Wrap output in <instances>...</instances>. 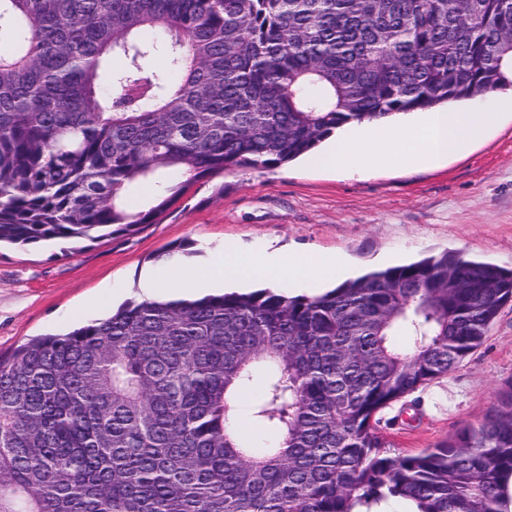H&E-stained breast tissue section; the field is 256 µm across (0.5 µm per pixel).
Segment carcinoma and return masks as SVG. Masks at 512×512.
<instances>
[{
    "label": "carcinoma",
    "instance_id": "obj_1",
    "mask_svg": "<svg viewBox=\"0 0 512 512\" xmlns=\"http://www.w3.org/2000/svg\"><path fill=\"white\" fill-rule=\"evenodd\" d=\"M506 88L512 0H0V243L128 234L195 181ZM509 301L512 269L445 250L33 339L0 355V512H508L512 386L418 454L378 416ZM246 392L264 448L237 429Z\"/></svg>",
    "mask_w": 512,
    "mask_h": 512
}]
</instances>
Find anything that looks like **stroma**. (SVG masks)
<instances>
[{
	"instance_id": "stroma-1",
	"label": "stroma",
	"mask_w": 512,
	"mask_h": 512,
	"mask_svg": "<svg viewBox=\"0 0 512 512\" xmlns=\"http://www.w3.org/2000/svg\"><path fill=\"white\" fill-rule=\"evenodd\" d=\"M236 245L308 257L338 253L348 278L449 250L512 269V112L447 162L417 170L335 172L300 158L192 184L157 223L76 243L0 246V353L62 334L146 298L156 255L181 268ZM512 385V302L448 375L380 415L382 434L417 452L480 424Z\"/></svg>"
}]
</instances>
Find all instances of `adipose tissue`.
<instances>
[{"instance_id":"obj_1","label":"adipose tissue","mask_w":512,"mask_h":512,"mask_svg":"<svg viewBox=\"0 0 512 512\" xmlns=\"http://www.w3.org/2000/svg\"><path fill=\"white\" fill-rule=\"evenodd\" d=\"M512 109V99L471 112H430L412 124L374 121L360 125L356 134L339 136L310 158L325 170L373 168L414 169L440 164L481 140L501 110ZM169 261L159 263L148 275L147 292L167 288L220 292L229 286L263 285L282 288L289 284L337 280L346 270L343 256L332 254L314 261L282 253H252L227 247L200 266L191 281H184Z\"/></svg>"}]
</instances>
